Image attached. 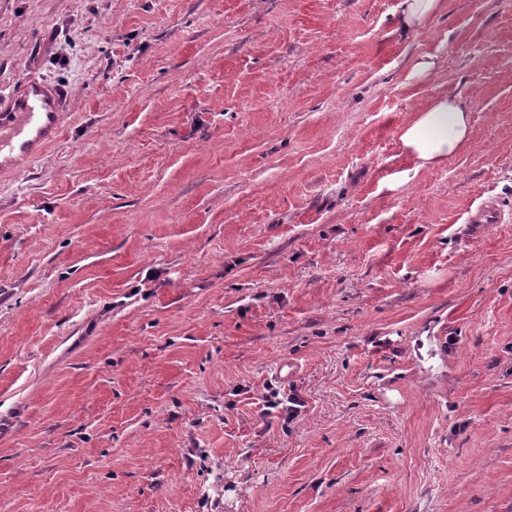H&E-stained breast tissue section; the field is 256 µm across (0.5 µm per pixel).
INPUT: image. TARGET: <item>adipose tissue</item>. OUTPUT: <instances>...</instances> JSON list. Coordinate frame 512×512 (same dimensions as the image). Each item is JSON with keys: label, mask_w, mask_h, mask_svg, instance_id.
I'll return each instance as SVG.
<instances>
[{"label": "adipose tissue", "mask_w": 512, "mask_h": 512, "mask_svg": "<svg viewBox=\"0 0 512 512\" xmlns=\"http://www.w3.org/2000/svg\"><path fill=\"white\" fill-rule=\"evenodd\" d=\"M471 135L468 104L456 96H444L403 125L399 141L404 152L414 157L419 167L436 165L457 154Z\"/></svg>", "instance_id": "1"}]
</instances>
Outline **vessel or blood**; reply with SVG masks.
Masks as SVG:
<instances>
[{
	"label": "vessel or blood",
	"mask_w": 512,
	"mask_h": 512,
	"mask_svg": "<svg viewBox=\"0 0 512 512\" xmlns=\"http://www.w3.org/2000/svg\"><path fill=\"white\" fill-rule=\"evenodd\" d=\"M66 87L35 77L0 90V173L36 162L51 143L67 109Z\"/></svg>",
	"instance_id": "b4317fda"
}]
</instances>
